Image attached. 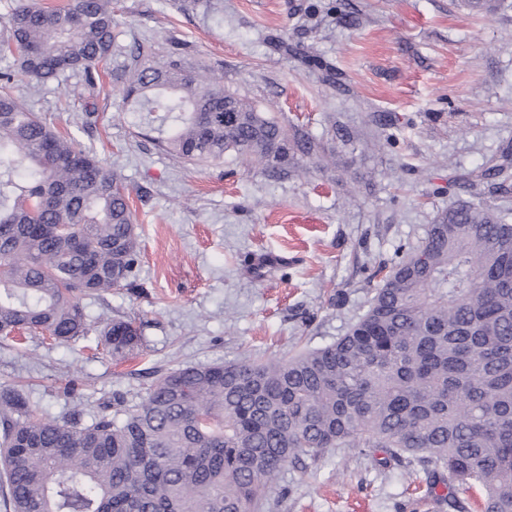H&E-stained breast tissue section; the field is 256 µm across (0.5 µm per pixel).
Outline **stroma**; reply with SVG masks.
I'll return each instance as SVG.
<instances>
[{
    "label": "stroma",
    "mask_w": 512,
    "mask_h": 512,
    "mask_svg": "<svg viewBox=\"0 0 512 512\" xmlns=\"http://www.w3.org/2000/svg\"><path fill=\"white\" fill-rule=\"evenodd\" d=\"M474 15L459 0H112L108 62L176 54L222 77L335 156L271 176L235 156L192 164L164 151L122 88L81 74L19 82L28 109L93 150L130 191L135 285L82 297L90 321L142 331L118 361L97 336L0 345V389L44 417L88 425L187 364L289 357L345 335L373 272L418 246L434 216L468 199L459 175L512 152V0ZM330 448L284 470L260 512H448L422 467Z\"/></svg>",
    "instance_id": "1"
}]
</instances>
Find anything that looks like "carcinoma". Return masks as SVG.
Listing matches in <instances>:
<instances>
[{
  "label": "carcinoma",
  "instance_id": "1",
  "mask_svg": "<svg viewBox=\"0 0 512 512\" xmlns=\"http://www.w3.org/2000/svg\"><path fill=\"white\" fill-rule=\"evenodd\" d=\"M115 43L112 0L45 9L16 0L0 35V339L89 332L80 295L131 285L139 254L129 192L15 96L21 77L82 74L94 95ZM160 144L192 163L234 154L263 172L324 146L224 89L180 56L112 75ZM508 159L460 177L482 195ZM380 277L367 311L335 342L297 356L185 365L133 405L91 424L48 419L0 391L9 512H257L280 473L328 448L417 463L448 512H512V224L484 203L440 211L419 246ZM112 357L142 345L134 321L101 331Z\"/></svg>",
  "mask_w": 512,
  "mask_h": 512
}]
</instances>
